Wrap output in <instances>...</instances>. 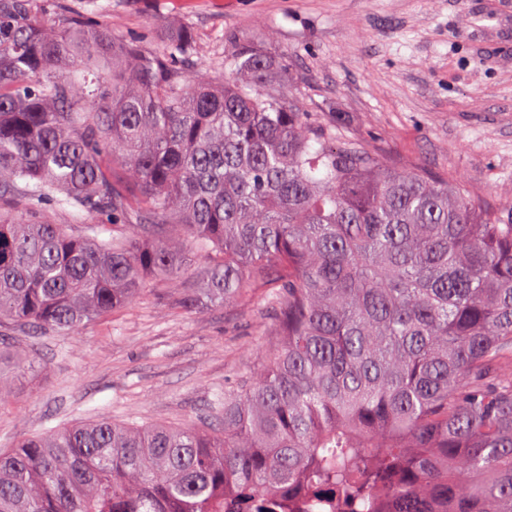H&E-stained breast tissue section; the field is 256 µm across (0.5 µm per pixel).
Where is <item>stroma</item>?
Segmentation results:
<instances>
[{
	"label": "stroma",
	"instance_id": "obj_1",
	"mask_svg": "<svg viewBox=\"0 0 512 512\" xmlns=\"http://www.w3.org/2000/svg\"><path fill=\"white\" fill-rule=\"evenodd\" d=\"M119 17L120 37L159 51L168 21L201 48L187 73L231 71L234 38L288 59L287 93L392 166L465 184L489 203L512 191V0H80ZM207 262L147 282L128 310L66 338L0 325L26 345L0 398V451L49 428L108 416L174 426L207 420L215 394L269 357L273 308H176Z\"/></svg>",
	"mask_w": 512,
	"mask_h": 512
}]
</instances>
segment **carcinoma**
<instances>
[{"instance_id":"1","label":"carcinoma","mask_w":512,"mask_h":512,"mask_svg":"<svg viewBox=\"0 0 512 512\" xmlns=\"http://www.w3.org/2000/svg\"><path fill=\"white\" fill-rule=\"evenodd\" d=\"M60 0H0V323L69 336L192 253L182 307L275 309L268 360L172 427L0 452V512H512V195L384 165L237 40L223 81ZM63 201L126 225L16 214Z\"/></svg>"}]
</instances>
